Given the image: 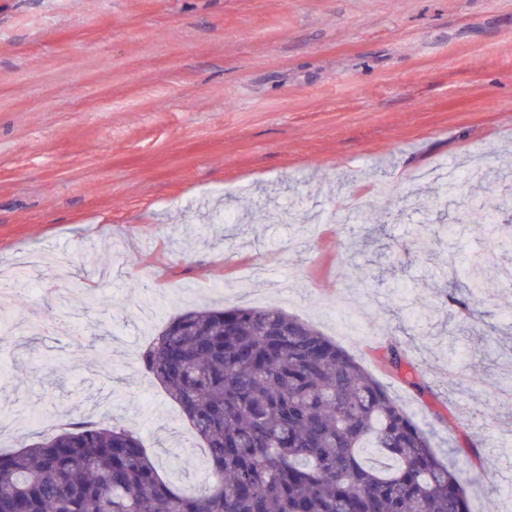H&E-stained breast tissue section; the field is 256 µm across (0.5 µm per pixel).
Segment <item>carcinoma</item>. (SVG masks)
I'll return each instance as SVG.
<instances>
[{"instance_id": "cac0c4a2", "label": "carcinoma", "mask_w": 512, "mask_h": 512, "mask_svg": "<svg viewBox=\"0 0 512 512\" xmlns=\"http://www.w3.org/2000/svg\"><path fill=\"white\" fill-rule=\"evenodd\" d=\"M488 199L458 220L486 224ZM207 458L187 494L138 432L74 418L0 451V512H472L465 462L436 450L364 365L281 310L188 309L140 353ZM374 448L389 464H369Z\"/></svg>"}]
</instances>
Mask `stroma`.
<instances>
[{
	"label": "stroma",
	"instance_id": "35a3bbf8",
	"mask_svg": "<svg viewBox=\"0 0 512 512\" xmlns=\"http://www.w3.org/2000/svg\"><path fill=\"white\" fill-rule=\"evenodd\" d=\"M0 84V268L44 326L0 346L1 450L40 438L30 411L101 419L196 491L190 424L131 362L186 306H261L437 418L474 512H512V245L418 202L475 167L512 198V0H0ZM350 200L375 223L334 222Z\"/></svg>",
	"mask_w": 512,
	"mask_h": 512
}]
</instances>
